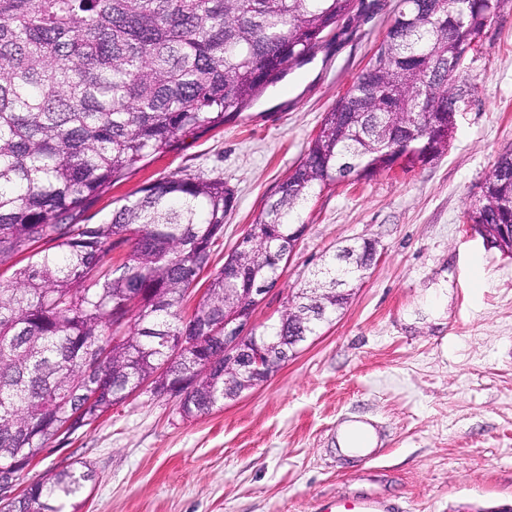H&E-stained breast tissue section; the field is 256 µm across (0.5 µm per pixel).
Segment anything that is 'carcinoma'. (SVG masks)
I'll return each mask as SVG.
<instances>
[{
	"label": "carcinoma",
	"mask_w": 512,
	"mask_h": 512,
	"mask_svg": "<svg viewBox=\"0 0 512 512\" xmlns=\"http://www.w3.org/2000/svg\"><path fill=\"white\" fill-rule=\"evenodd\" d=\"M356 0H0V512H61L92 470L29 479L54 441L90 428L142 382L195 418L231 399L224 317L248 282L272 288L295 240L296 208L318 190L426 160L448 147L459 74L501 0H400L367 66L324 114L302 161L223 265L234 191L186 174L84 224L98 197L147 160L241 114L285 67L314 52ZM512 151L467 219L512 225ZM117 252L116 262L105 258ZM358 270L334 256L295 293L266 344L315 336L348 303ZM201 293L191 311L187 299ZM188 340L190 346L176 351Z\"/></svg>",
	"instance_id": "1"
}]
</instances>
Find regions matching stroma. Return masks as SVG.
Returning <instances> with one entry per match:
<instances>
[{
  "mask_svg": "<svg viewBox=\"0 0 512 512\" xmlns=\"http://www.w3.org/2000/svg\"><path fill=\"white\" fill-rule=\"evenodd\" d=\"M322 46L231 122L153 160L103 194L87 223L149 184L220 176L236 203L213 263L249 230L300 163L322 118L382 40L399 0H366ZM468 95L436 159L318 192L305 231L254 315L272 323L289 291L344 245L378 261L332 321L264 385L186 419L176 399L136 393L41 456L33 475L87 464L81 512H322L339 497L373 512H491L512 506V255L466 212L512 149V0L464 62ZM448 291L440 320L421 306ZM372 424L374 451L336 450L347 422Z\"/></svg>",
  "mask_w": 512,
  "mask_h": 512,
  "instance_id": "obj_1",
  "label": "stroma"
}]
</instances>
